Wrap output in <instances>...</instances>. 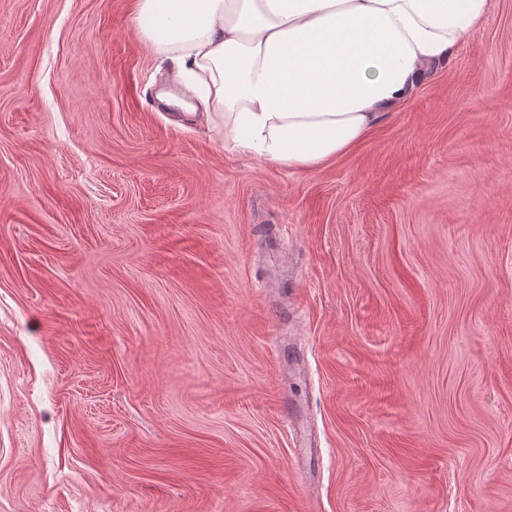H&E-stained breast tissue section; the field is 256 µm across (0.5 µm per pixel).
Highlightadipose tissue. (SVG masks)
Wrapping results in <instances>:
<instances>
[{
	"label": "adipose tissue",
	"instance_id": "obj_1",
	"mask_svg": "<svg viewBox=\"0 0 512 512\" xmlns=\"http://www.w3.org/2000/svg\"><path fill=\"white\" fill-rule=\"evenodd\" d=\"M489 0H137L135 23L241 155L312 169L447 69Z\"/></svg>",
	"mask_w": 512,
	"mask_h": 512
}]
</instances>
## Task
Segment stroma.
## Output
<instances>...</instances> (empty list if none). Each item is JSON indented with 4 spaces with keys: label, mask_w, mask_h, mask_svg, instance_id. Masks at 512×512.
<instances>
[{
    "label": "stroma",
    "mask_w": 512,
    "mask_h": 512,
    "mask_svg": "<svg viewBox=\"0 0 512 512\" xmlns=\"http://www.w3.org/2000/svg\"><path fill=\"white\" fill-rule=\"evenodd\" d=\"M136 0H0V512H512V0L311 170Z\"/></svg>",
    "instance_id": "stroma-1"
}]
</instances>
